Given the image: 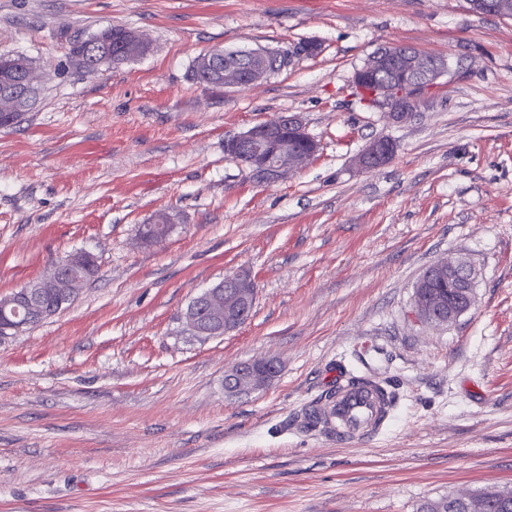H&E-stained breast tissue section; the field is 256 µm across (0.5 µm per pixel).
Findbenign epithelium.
Instances as JSON below:
<instances>
[{
	"label": "benign epithelium",
	"instance_id": "7a95c632",
	"mask_svg": "<svg viewBox=\"0 0 512 512\" xmlns=\"http://www.w3.org/2000/svg\"><path fill=\"white\" fill-rule=\"evenodd\" d=\"M271 50L266 48L242 49L229 60L227 51L215 49L202 55L207 72L219 74L224 84L250 87L270 75ZM448 60L429 56L417 50L391 43L373 53L355 75V80L391 72L394 78L377 85L371 93L375 110L384 112L395 124H401L417 111L427 90L448 73ZM12 73L8 91L17 102L27 103L26 96L18 95L20 89H30L28 77L17 71L9 57H0V75ZM319 151L318 142L307 132L301 116L283 114L272 122L256 125L249 130L227 139L224 153L229 159L245 166L251 175L262 184L283 181L297 165L313 158ZM392 159L387 141L370 142L355 158L364 170H374ZM77 256L54 264L53 270L61 279L78 284L73 278ZM448 267V287L456 288L459 297L448 300V315L443 325L455 323L474 305L475 271L463 261L440 262ZM252 284L250 278L241 273H230L215 286L206 289L189 304L185 318L191 332L196 336L216 337L231 331V321L224 317L221 301H226L237 321L254 303L255 292L247 291ZM0 336H12L29 326L33 319L43 320L52 316L43 303L42 291L34 284H27L0 300ZM280 364L273 360L249 361L230 367L224 376L225 392L230 395L243 394L269 386L280 374Z\"/></svg>",
	"mask_w": 512,
	"mask_h": 512
}]
</instances>
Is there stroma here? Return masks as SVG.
Instances as JSON below:
<instances>
[{
	"label": "stroma",
	"mask_w": 512,
	"mask_h": 512,
	"mask_svg": "<svg viewBox=\"0 0 512 512\" xmlns=\"http://www.w3.org/2000/svg\"><path fill=\"white\" fill-rule=\"evenodd\" d=\"M109 26L146 52L84 72L71 43ZM389 43L450 63L403 124L354 84ZM219 47L294 56L251 89L194 80ZM0 55L43 73L0 129V298L77 251L100 265L0 341V512H417L512 490V18L467 0H0ZM284 113L320 150L264 185L224 142ZM377 138L393 158L360 171ZM161 212L172 230L143 242ZM448 257L474 268V305L423 323L414 285ZM238 271L251 318L192 336L191 300ZM258 358L280 375L225 394ZM347 373L397 398L376 438L339 444L307 416ZM280 372V364L273 359L235 364L225 373V392L237 395L263 389L269 386Z\"/></svg>",
	"instance_id": "35a3bbf8"
}]
</instances>
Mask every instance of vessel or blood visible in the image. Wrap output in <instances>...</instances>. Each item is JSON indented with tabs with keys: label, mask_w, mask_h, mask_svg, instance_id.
Here are the masks:
<instances>
[{
	"label": "vessel or blood",
	"mask_w": 512,
	"mask_h": 512,
	"mask_svg": "<svg viewBox=\"0 0 512 512\" xmlns=\"http://www.w3.org/2000/svg\"><path fill=\"white\" fill-rule=\"evenodd\" d=\"M393 408L386 387L371 377L348 375L316 407L318 424L337 441L368 439L385 428Z\"/></svg>",
	"instance_id": "1"
}]
</instances>
